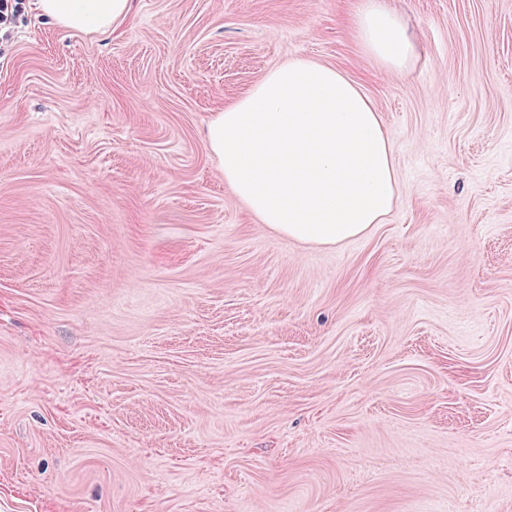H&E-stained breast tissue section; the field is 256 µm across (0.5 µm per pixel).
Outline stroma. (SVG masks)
<instances>
[{
  "mask_svg": "<svg viewBox=\"0 0 512 512\" xmlns=\"http://www.w3.org/2000/svg\"><path fill=\"white\" fill-rule=\"evenodd\" d=\"M27 8L0 41V512H512V0ZM294 58L378 107L400 196L336 246L224 183L215 112ZM34 7L64 28L109 35L131 18L133 0H35ZM361 45L372 60L389 70H402L415 45L401 19L381 0H368L356 22Z\"/></svg>",
  "mask_w": 512,
  "mask_h": 512,
  "instance_id": "stroma-1",
  "label": "stroma"
}]
</instances>
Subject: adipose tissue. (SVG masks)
I'll use <instances>...</instances> for the list:
<instances>
[{
	"label": "adipose tissue",
	"mask_w": 512,
	"mask_h": 512,
	"mask_svg": "<svg viewBox=\"0 0 512 512\" xmlns=\"http://www.w3.org/2000/svg\"><path fill=\"white\" fill-rule=\"evenodd\" d=\"M73 31L112 34L133 0H35ZM356 30L372 60L402 70L415 45L381 0ZM224 181L262 223L288 239L333 246L383 223L399 196L392 142L375 103L334 67L294 59L269 70L214 114L205 134Z\"/></svg>",
	"instance_id": "1"
}]
</instances>
